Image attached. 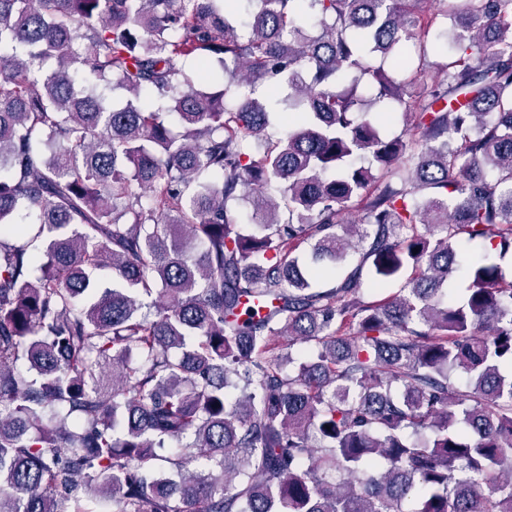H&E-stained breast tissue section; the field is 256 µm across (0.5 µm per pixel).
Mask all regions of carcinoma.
I'll list each match as a JSON object with an SVG mask.
<instances>
[{"label":"carcinoma","instance_id":"cac0c4a2","mask_svg":"<svg viewBox=\"0 0 512 512\" xmlns=\"http://www.w3.org/2000/svg\"><path fill=\"white\" fill-rule=\"evenodd\" d=\"M237 2L0 0V512H512V0ZM487 243L484 242H472L464 245L459 252V270L453 282L448 288V295L457 293L460 289L465 288L468 284L466 280V270L469 261L475 257L482 255L486 251Z\"/></svg>","mask_w":512,"mask_h":512}]
</instances>
